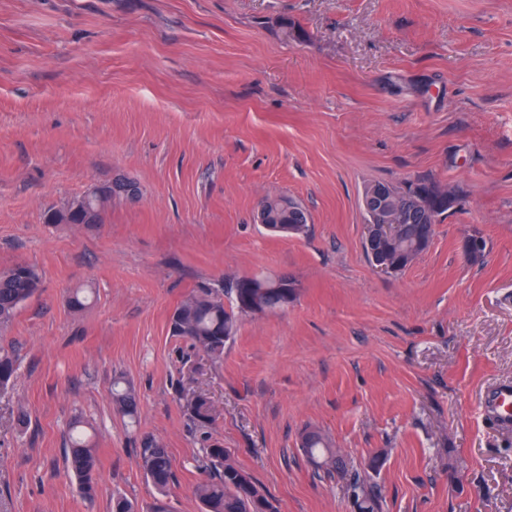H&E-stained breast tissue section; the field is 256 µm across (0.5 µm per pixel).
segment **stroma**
<instances>
[{
	"label": "stroma",
	"mask_w": 512,
	"mask_h": 512,
	"mask_svg": "<svg viewBox=\"0 0 512 512\" xmlns=\"http://www.w3.org/2000/svg\"><path fill=\"white\" fill-rule=\"evenodd\" d=\"M116 178L138 202L45 223ZM419 178L460 203L410 267L380 273L363 189ZM272 193L307 209L305 236L255 224ZM21 262L42 285L0 330L18 364L0 512L149 505L144 434L171 457L173 512H198L202 450L178 399L195 391L279 512H354L343 476L301 452L308 426L383 512H512V427L481 412L512 383V0H0V269ZM254 275L299 296L245 318L223 361L171 336L190 291ZM116 377L136 423L113 411ZM77 416L100 461L91 502L64 462Z\"/></svg>",
	"instance_id": "35a3bbf8"
}]
</instances>
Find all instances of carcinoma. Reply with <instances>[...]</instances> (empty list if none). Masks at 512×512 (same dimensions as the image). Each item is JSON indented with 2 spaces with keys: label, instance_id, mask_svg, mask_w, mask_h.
<instances>
[{
  "label": "carcinoma",
  "instance_id": "1",
  "mask_svg": "<svg viewBox=\"0 0 512 512\" xmlns=\"http://www.w3.org/2000/svg\"><path fill=\"white\" fill-rule=\"evenodd\" d=\"M436 213L437 217L448 214V201L458 202V195L439 186L432 180L410 182L404 187H395L377 201V207L389 218L391 224H413L410 211L415 201ZM260 204L276 217L278 224H297L308 229L303 216L306 209L290 195L274 194L261 198ZM379 256L401 267L407 259H416L423 247L412 240L383 242L377 246ZM42 277L37 267L18 263L0 269V328L9 326L17 311L40 289ZM252 294L257 312L271 314L284 307L283 293L278 288L264 287V279L254 278ZM244 292L241 279L229 283L224 292L213 288H197L186 296L173 310L169 319L172 335L187 339L212 360L224 356V345L236 333L240 318L249 315L238 305L237 297ZM230 306L224 305V299ZM17 372L16 360L7 352H0V389L13 383ZM114 412L122 417L134 418L138 401L132 389L117 379L112 382ZM184 411L195 429L202 432L200 445L203 448V477L194 488L200 512H277L272 499L233 460L224 443L212 436L209 429L216 420V411L211 400L197 394L186 400ZM303 453L327 473H342L348 476V487L357 512H380L381 496L377 486L367 482L359 473L348 470L340 451L330 447L327 438L316 429H307L301 436ZM138 463L147 480L165 494L174 482V473L168 450L155 437L145 435L137 448ZM65 462L75 477L82 497L91 503L97 490L99 472L97 450L86 440L81 430V421L72 424L65 449Z\"/></svg>",
  "mask_w": 512,
  "mask_h": 512
}]
</instances>
